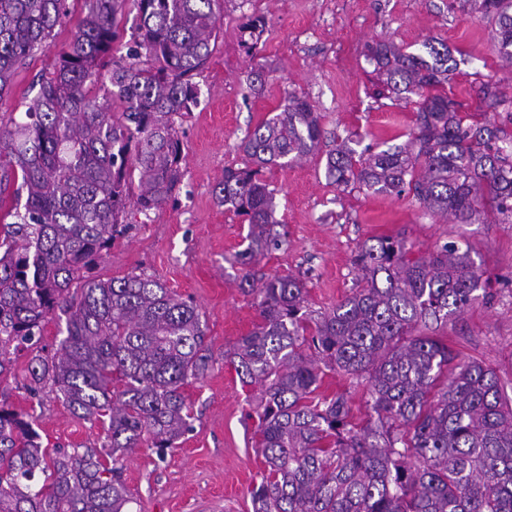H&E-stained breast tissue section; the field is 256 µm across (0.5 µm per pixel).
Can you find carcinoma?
<instances>
[{"instance_id": "obj_1", "label": "carcinoma", "mask_w": 512, "mask_h": 512, "mask_svg": "<svg viewBox=\"0 0 512 512\" xmlns=\"http://www.w3.org/2000/svg\"><path fill=\"white\" fill-rule=\"evenodd\" d=\"M127 0H83L79 30L24 110L0 123V374L27 351L35 395L49 385L69 412L106 430L102 450L50 453L31 416L0 405V512H130L124 456L143 443L162 457L191 430L183 393L209 368L196 304L143 274L89 271L127 232L124 217L161 207L182 177L173 116L199 98L194 73L216 40L221 0H134L136 48L114 60ZM67 0H0V94L16 68L51 47ZM494 20L501 62L512 66V0H480ZM266 17L249 18L248 51ZM416 54L390 41L367 58L397 98L416 105L408 141L365 159L341 144L326 174L371 194L411 195L456 224H512V135L496 122L512 92L483 88L480 117L445 92L448 45ZM109 69L112 119L86 84ZM321 119L295 94L248 131L251 165L224 170L217 202L250 224L245 266L282 246L275 195L262 169L319 151ZM139 192L132 195L134 174ZM356 287L325 312L309 309L299 277L244 276L260 321L231 357L260 390L254 412L265 469L252 512H512V396L495 370L459 360L434 336L488 297L484 272L456 242L416 256L399 237L363 244ZM65 337L42 340L53 317ZM368 386L367 422L343 393L320 391L328 373Z\"/></svg>"}]
</instances>
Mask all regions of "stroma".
<instances>
[{"instance_id":"obj_1","label":"stroma","mask_w":512,"mask_h":512,"mask_svg":"<svg viewBox=\"0 0 512 512\" xmlns=\"http://www.w3.org/2000/svg\"><path fill=\"white\" fill-rule=\"evenodd\" d=\"M68 7L50 50L20 65L11 89L0 95V119L21 111L32 86L72 41L82 2L68 0ZM254 13L265 15L267 25L251 56L242 25ZM493 28L469 0H224L219 37L195 77L199 103L174 118L183 147L181 182L159 209L146 215L130 210L128 232L92 270L100 279L142 273L160 280L192 299L206 326L210 368L184 388L194 415L191 431L165 457L143 446L124 459L131 512H252L250 491L264 469L247 418L258 390L243 386L226 361L259 321L243 291L245 272L234 262L248 244L249 225L214 200L225 168L249 164L240 148L247 131L278 112L293 92L321 113L327 139H348L356 156L403 143L414 106L380 83L365 57L368 44L389 40L416 52L428 37L447 43L456 62L448 96L468 114L476 112L484 84L512 87V69L497 55ZM257 68L266 80L255 93L249 84ZM325 168L320 151L264 170L276 191V229L287 242L250 271L305 276L309 308L324 311L349 293L357 277L353 259L371 239L399 235L423 255L438 243H467L491 280L492 296L438 335L453 353L512 383V224L438 223L412 198L338 185ZM28 363V355L19 354L0 375V403L31 414L48 446L69 451L100 444V424L74 417L55 393L29 394Z\"/></svg>"}]
</instances>
